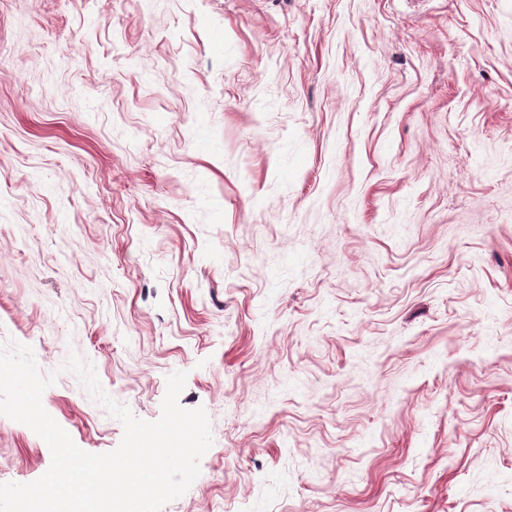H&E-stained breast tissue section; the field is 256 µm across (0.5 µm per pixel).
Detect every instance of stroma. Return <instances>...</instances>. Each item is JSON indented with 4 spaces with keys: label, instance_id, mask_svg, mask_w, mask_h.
Listing matches in <instances>:
<instances>
[{
    "label": "stroma",
    "instance_id": "1",
    "mask_svg": "<svg viewBox=\"0 0 512 512\" xmlns=\"http://www.w3.org/2000/svg\"><path fill=\"white\" fill-rule=\"evenodd\" d=\"M12 340L91 454L70 354L147 421L186 373L163 512H512V0H0Z\"/></svg>",
    "mask_w": 512,
    "mask_h": 512
}]
</instances>
